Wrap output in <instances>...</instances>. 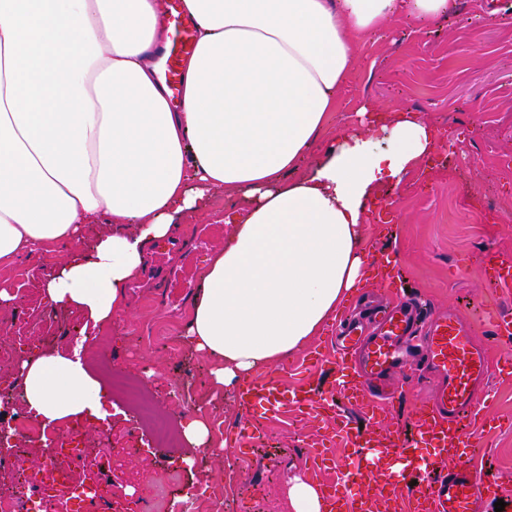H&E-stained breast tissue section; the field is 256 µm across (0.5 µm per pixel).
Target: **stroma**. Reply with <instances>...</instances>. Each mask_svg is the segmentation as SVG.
Listing matches in <instances>:
<instances>
[{
    "label": "stroma",
    "mask_w": 512,
    "mask_h": 512,
    "mask_svg": "<svg viewBox=\"0 0 512 512\" xmlns=\"http://www.w3.org/2000/svg\"><path fill=\"white\" fill-rule=\"evenodd\" d=\"M356 52L357 70L340 94L344 109L328 116L325 140L352 130L356 109L366 103L421 113L446 136L398 188L381 190L387 233L379 235L376 223H369L365 248L372 258L393 259L401 284L378 281L366 291L393 300L405 289L438 311L457 313L491 360L504 362L512 354L492 330L500 315L512 314V287L490 285L479 256L493 251L512 263V0H456L454 11L433 28L397 18L388 34ZM246 205L223 190L188 216L169 253L152 254L144 278L127 288L126 314L83 352L108 393V417L84 431L85 452L72 469L82 483L111 481L109 512H141L143 500L159 494L177 505L189 484L201 504L221 498L224 512H289L287 482L311 474L307 450L323 435L322 423L288 405L243 410L234 391L213 383V358L194 351L182 336L199 275L231 234L229 218ZM59 261L43 255L0 270V282L18 291L15 305L0 310V343L26 329L39 334L40 349L73 351L86 316L44 300L45 280ZM335 355L326 328L255 376L276 378L286 389L307 383L326 389ZM117 370L136 381L174 427L190 416L205 419L208 447L169 448L156 440L150 424H134L130 404L113 385ZM176 389L181 399H172ZM480 417L475 463L500 474L503 512H512V375L492 376ZM245 427L255 438L243 453L234 440Z\"/></svg>",
    "instance_id": "obj_1"
}]
</instances>
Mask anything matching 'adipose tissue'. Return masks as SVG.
<instances>
[{
    "mask_svg": "<svg viewBox=\"0 0 512 512\" xmlns=\"http://www.w3.org/2000/svg\"><path fill=\"white\" fill-rule=\"evenodd\" d=\"M453 0H183L196 45L179 107L159 76L169 31L158 0H0V269L99 236L48 277L52 307L110 326L149 249L219 190L248 202L210 257L183 336L232 387L302 349L379 268L363 247L367 203L435 152L420 113L362 106L361 128L324 143L355 47L395 17L431 27ZM385 132L387 147L372 133ZM307 174L299 169L313 153ZM41 425L106 417L80 351L17 366Z\"/></svg>",
    "mask_w": 512,
    "mask_h": 512,
    "instance_id": "1",
    "label": "adipose tissue"
}]
</instances>
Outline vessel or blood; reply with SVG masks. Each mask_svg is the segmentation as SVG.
Here are the masks:
<instances>
[{"mask_svg":"<svg viewBox=\"0 0 512 512\" xmlns=\"http://www.w3.org/2000/svg\"><path fill=\"white\" fill-rule=\"evenodd\" d=\"M170 18L174 32L165 80L176 96L182 90V58L195 47L194 24L181 0H172ZM335 339L339 357L328 393L317 396L304 387L287 391L271 379L250 381L238 391L240 405L250 409L262 404L275 410L288 402L330 416L338 409L337 399L343 398L373 414L393 400L407 398L422 384L434 383L435 390L432 401L415 412L413 437L395 434L381 439L368 433L351 438V461L339 466L335 479L321 485L330 512H382L401 479L411 475L419 485L407 512H482L484 505L494 502L501 490L500 477L474 466L469 435L494 366L462 319L406 295L399 302L373 306L365 323L342 314ZM397 372L406 379L391 384ZM422 446L428 447V455L419 454ZM447 453L458 462L443 473L438 460Z\"/></svg>","mask_w":512,"mask_h":512,"instance_id":"1","label":"vessel or blood"}]
</instances>
